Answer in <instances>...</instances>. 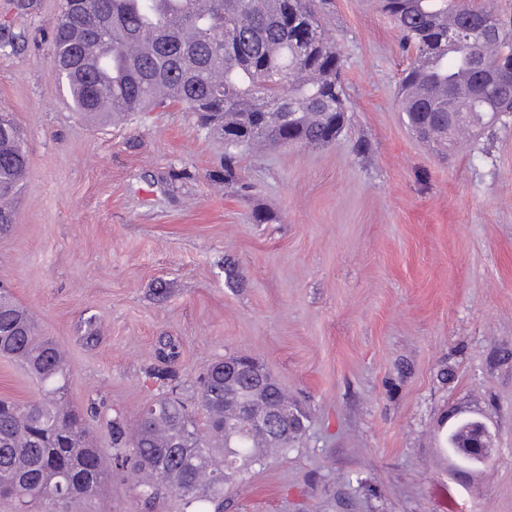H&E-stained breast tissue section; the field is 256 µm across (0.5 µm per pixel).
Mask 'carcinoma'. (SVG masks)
<instances>
[{
	"label": "carcinoma",
	"mask_w": 512,
	"mask_h": 512,
	"mask_svg": "<svg viewBox=\"0 0 512 512\" xmlns=\"http://www.w3.org/2000/svg\"><path fill=\"white\" fill-rule=\"evenodd\" d=\"M61 0L52 33V65L74 111L106 118L103 104L125 115L180 105L224 140V181L260 141L268 145H328L345 126L348 108L338 40L321 17L333 0ZM412 56L400 80L401 111L412 133L448 153V142L472 138L512 114V86L490 85L481 72L512 68V30L495 18L497 32L478 44L448 39V32L494 14L460 0H377ZM151 52L124 59L127 43ZM96 47L105 57L87 63ZM469 84L463 97L456 86ZM463 116L448 125V111ZM27 151L12 118L0 113V231L15 223L8 201L21 190ZM0 357L14 360L37 382L39 394L20 402L0 398V498L17 512H53L57 503L98 494L115 473L134 480L151 503L169 490L183 512H224V490L263 464L253 450L257 433L224 404L223 362L197 378L200 423L178 394L150 402L133 426L110 420L112 464L89 439L86 416L67 401L70 371L65 353L40 335L36 322L6 288H0ZM266 390L245 395L276 404L288 396L272 374ZM307 413L284 420V436L271 445L281 454L299 440Z\"/></svg>",
	"instance_id": "1"
}]
</instances>
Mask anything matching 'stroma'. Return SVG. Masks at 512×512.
Listing matches in <instances>:
<instances>
[{"mask_svg":"<svg viewBox=\"0 0 512 512\" xmlns=\"http://www.w3.org/2000/svg\"><path fill=\"white\" fill-rule=\"evenodd\" d=\"M335 5L345 129L246 159L243 195L180 106L75 112L50 66L60 0H0V110L28 158L0 281L65 351L70 402L97 405V447L114 412L135 419L165 392L167 339L184 395L250 354L306 402L305 434L231 486L224 512H512V125L438 155L399 108L394 22L375 0ZM466 418L492 435L474 470L443 451ZM181 510L167 492L145 506L121 477L69 506Z\"/></svg>","mask_w":512,"mask_h":512,"instance_id":"stroma-1","label":"stroma"}]
</instances>
